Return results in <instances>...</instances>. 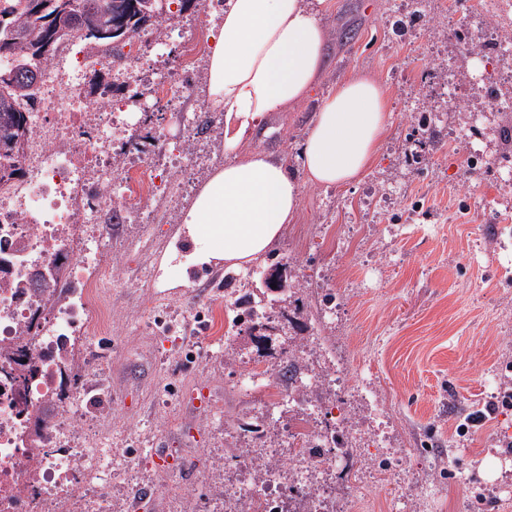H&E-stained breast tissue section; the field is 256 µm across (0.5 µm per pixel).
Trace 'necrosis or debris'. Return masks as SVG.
Returning <instances> with one entry per match:
<instances>
[{
    "label": "necrosis or debris",
    "mask_w": 512,
    "mask_h": 512,
    "mask_svg": "<svg viewBox=\"0 0 512 512\" xmlns=\"http://www.w3.org/2000/svg\"><path fill=\"white\" fill-rule=\"evenodd\" d=\"M478 48L482 69L454 61L437 76L438 87L454 84L483 99L491 114L511 112L512 67L502 57L512 47L503 44L495 25L479 33ZM203 54L200 37L186 36L177 61L132 83L115 79L108 57L73 44L46 67L37 99L55 108L29 113L30 135L18 159L22 174L0 182V245L11 249L0 273L6 281L0 288V371L17 372L13 351L19 343L39 362L25 393L7 378L0 381V512H112V464L123 454L106 448L104 435L90 433L70 399L72 374L93 386L104 379L87 357L63 368L55 356L73 350L78 339L99 335L108 321L104 297L112 271L98 213L116 205L135 216L161 188H174L163 178L169 168L193 166L189 136L198 130V116H179L187 138L175 160L147 114L133 116L128 107L155 105L177 88L195 91L190 74ZM91 71L114 77L111 91L93 104L84 91ZM118 142L125 153L114 152ZM69 254L75 261L67 283L76 292L47 305L32 276ZM284 362L287 378L275 394L268 369L245 366L242 387L254 394L258 416L279 423L280 431L264 447L235 456L233 465L215 464L213 498L224 512H357L364 449L392 445L381 404L365 390L358 399L367 424H352L343 412L328 421V409L345 387L343 362H329L310 347L292 351Z\"/></svg>",
    "instance_id": "obj_1"
}]
</instances>
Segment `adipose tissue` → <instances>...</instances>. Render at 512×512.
Returning a JSON list of instances; mask_svg holds the SVG:
<instances>
[{
  "instance_id": "1",
  "label": "adipose tissue",
  "mask_w": 512,
  "mask_h": 512,
  "mask_svg": "<svg viewBox=\"0 0 512 512\" xmlns=\"http://www.w3.org/2000/svg\"><path fill=\"white\" fill-rule=\"evenodd\" d=\"M327 33L305 0H225L206 35V106L224 115L223 167L183 213L196 263L240 266L263 257L294 218L306 185L339 187L371 167L388 130L386 89L355 75L330 90L289 170L250 147L271 112L303 102L325 70Z\"/></svg>"
}]
</instances>
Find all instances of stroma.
Instances as JSON below:
<instances>
[{"label": "stroma", "mask_w": 512, "mask_h": 512, "mask_svg": "<svg viewBox=\"0 0 512 512\" xmlns=\"http://www.w3.org/2000/svg\"><path fill=\"white\" fill-rule=\"evenodd\" d=\"M330 2L320 12L328 34L321 85L296 109L267 114L253 143L298 167L322 97L359 70L385 85L390 126L360 182L304 189L295 220L262 259L265 268L289 265L288 312L307 326L288 325L273 347L318 334L326 352L342 350L351 386L373 388L387 405L403 444L375 461L359 512H504L502 499L512 498V185L502 168L465 166L471 149L496 153V119L426 131L416 122L431 109L476 107L438 95L432 75L442 49L464 52L470 28L486 18L471 0H453L450 25L435 14L403 18L402 0ZM218 19L175 14L162 44L128 46L121 65L137 76L147 59L178 54L185 23ZM198 188L155 205L154 223L113 232L105 256L112 326L90 341L111 386L75 389L86 414L115 419L112 445L137 464L129 481L160 485L142 512H170L182 494L207 504L211 456L273 433L239 384L243 361L260 359L249 330L237 326L226 345L213 340L208 312L249 290L225 285L224 262L195 263L181 218ZM314 284L353 319L350 335L320 328ZM158 310L171 313V335L151 331ZM190 346L204 359L180 358ZM158 447L168 466L155 463Z\"/></svg>", "instance_id": "35a3bbf8"}]
</instances>
